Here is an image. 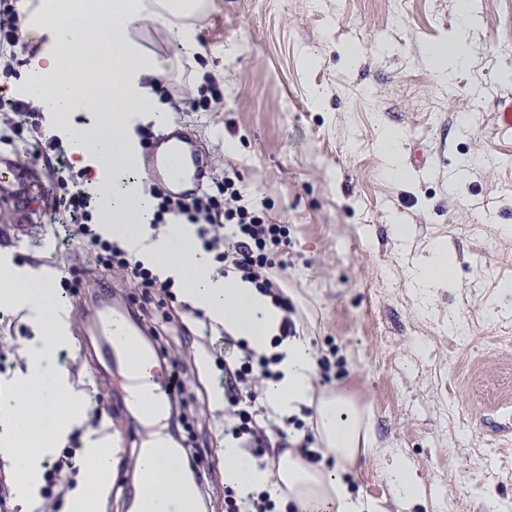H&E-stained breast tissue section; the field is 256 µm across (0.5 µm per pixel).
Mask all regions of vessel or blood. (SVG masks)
Listing matches in <instances>:
<instances>
[{
    "instance_id": "vessel-or-blood-1",
    "label": "vessel or blood",
    "mask_w": 512,
    "mask_h": 512,
    "mask_svg": "<svg viewBox=\"0 0 512 512\" xmlns=\"http://www.w3.org/2000/svg\"><path fill=\"white\" fill-rule=\"evenodd\" d=\"M498 134L512 138V97L498 99L494 114ZM148 177L177 196H189L199 190L207 176L200 165L197 153L183 133L160 127L154 134L147 163ZM124 309L113 305L111 295L99 296L91 315L90 325L95 334L112 336L118 324L125 321ZM136 352L141 366L126 369L124 384L130 402L137 406L146 420H163L170 399L172 371L166 366L163 355L155 349L136 345V332L127 329L122 340L105 346V362L126 361L129 352Z\"/></svg>"
}]
</instances>
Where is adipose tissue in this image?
I'll return each instance as SVG.
<instances>
[{
	"instance_id": "ef3b65f1",
	"label": "adipose tissue",
	"mask_w": 512,
	"mask_h": 512,
	"mask_svg": "<svg viewBox=\"0 0 512 512\" xmlns=\"http://www.w3.org/2000/svg\"><path fill=\"white\" fill-rule=\"evenodd\" d=\"M199 7V0H26L23 34L40 50L16 90L42 108L47 126L71 147L76 166L95 168L103 232L122 240L162 278L182 284L189 302L249 348L279 354V375L268 383L266 397L281 416L303 405L315 409V431L332 468L292 451L262 465L228 444L219 451L225 483L245 494L276 485L286 491L295 512H383L375 502L353 496L345 480L359 458L378 454L370 419L346 394H317V363L308 339L278 340L282 316L269 298L250 283L213 277L212 260L197 249L193 227L172 224L158 235L150 228L154 200L133 177L140 154L135 129L167 119L152 98L153 78L166 63L144 52L134 32L143 22L164 17L185 53H201L197 31L185 23ZM79 113L87 115V122H76ZM0 304L24 314L39 332L27 347L29 367L19 391L28 412L0 432V447L15 449V468L25 484L53 452L55 429L73 417L55 357V342L70 311L55 302L43 275L8 261L0 264ZM138 469L156 474L141 496V512H194L196 500L175 451L155 449L140 457Z\"/></svg>"
}]
</instances>
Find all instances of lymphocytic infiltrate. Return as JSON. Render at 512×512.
I'll return each instance as SVG.
<instances>
[{"label":"lymphocytic infiltrate","mask_w":512,"mask_h":512,"mask_svg":"<svg viewBox=\"0 0 512 512\" xmlns=\"http://www.w3.org/2000/svg\"><path fill=\"white\" fill-rule=\"evenodd\" d=\"M16 2L0 0V79H20L21 55L27 49L22 35V16ZM35 154L42 159L53 180L52 221L65 231L62 245L68 246L73 240H80L97 265L127 272L144 290L170 293L172 281L160 280L141 261L132 260L125 248L117 242L103 239L96 232L92 224L95 197L78 184V176L71 169L62 141L54 135L45 137L38 141ZM150 193L156 201L155 223L162 224L175 217L195 224L203 248L213 253L215 261L222 264L224 273L251 283L270 297L284 313L281 336L295 335V323L288 315V298L272 276L276 265L275 251L288 242L286 225L270 223L254 204L245 202L229 180L217 189L202 191L189 199L173 196L157 185L151 186ZM212 224L235 225L236 230L227 247H220L218 240L210 237L208 227ZM277 361V356H266L245 348L233 363L225 365L220 379L227 410L239 420L232 430L233 437L246 438L249 447L259 450L268 447L270 436L256 425L254 409L258 395L251 387V380L257 373L271 376V367ZM78 462L77 451L73 448L63 449L58 457L47 460L44 464L43 495L59 498L69 491Z\"/></svg>","instance_id":"f902f5d3"}]
</instances>
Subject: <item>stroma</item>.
<instances>
[{"label":"stroma","mask_w":512,"mask_h":512,"mask_svg":"<svg viewBox=\"0 0 512 512\" xmlns=\"http://www.w3.org/2000/svg\"><path fill=\"white\" fill-rule=\"evenodd\" d=\"M475 22L454 21L455 0H208L190 18L204 51L186 54L166 20L139 29L145 51L168 62L174 97L199 99V76L223 95L209 109L174 112L211 178L232 179L269 219L287 225L288 244L272 271L295 307L299 334L332 368L322 391L344 390L371 415L378 447L413 468L418 502L403 508L379 460L361 459L347 475L351 492L385 512H512V142L493 113L512 95V0H471ZM463 40L465 68L453 82L428 66L433 44ZM359 45L357 58L346 57ZM400 132L404 173L390 177L379 149ZM17 157V181L0 186V250L49 274L70 310L57 359L75 401V419L57 448L78 443L83 459L74 494L95 493L102 512H136L137 449L152 429L123 396L122 365L96 374L89 333L102 289L122 303L141 290L123 272L96 266L79 245H60L50 225L49 184L34 156L36 133ZM409 227L397 239L392 227ZM448 248L451 288L412 287V271L434 244ZM79 280L63 289L65 271ZM169 321L159 346L186 384V445L206 438L200 512H224L229 414L222 394L224 328L181 294L161 297ZM33 326L0 305V397L27 371ZM109 439L110 472L95 479L89 443ZM7 489L0 512H64L67 499L40 495L42 477L18 502V475L0 457Z\"/></svg>","instance_id":"35a3bbf8"}]
</instances>
